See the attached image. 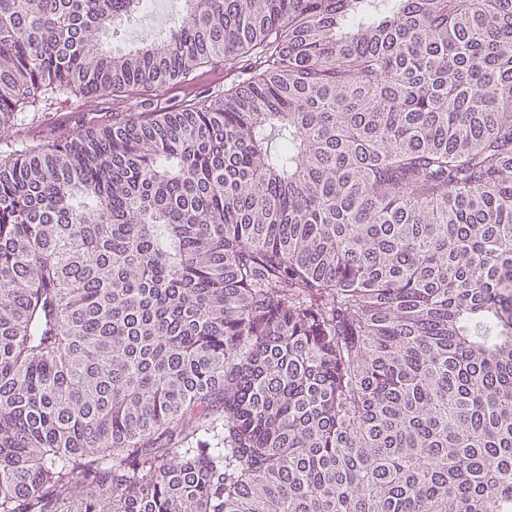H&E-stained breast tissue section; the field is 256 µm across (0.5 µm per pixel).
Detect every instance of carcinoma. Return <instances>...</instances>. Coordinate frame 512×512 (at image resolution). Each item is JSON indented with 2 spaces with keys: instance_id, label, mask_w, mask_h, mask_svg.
Here are the masks:
<instances>
[{
  "instance_id": "1",
  "label": "carcinoma",
  "mask_w": 512,
  "mask_h": 512,
  "mask_svg": "<svg viewBox=\"0 0 512 512\" xmlns=\"http://www.w3.org/2000/svg\"><path fill=\"white\" fill-rule=\"evenodd\" d=\"M0 0V512H512V0ZM224 64V93L146 95ZM139 15L131 22L117 26V36L112 30L107 33V47L122 51L133 50L147 39L168 26L178 17L184 7V0H144ZM50 107L49 109H47ZM127 105L112 101V97L89 98L79 104L46 105L41 106L38 112H28L26 125L29 138H36L41 131L48 127H56L62 132L75 130L80 125H92L109 120L115 112H131Z\"/></svg>"
}]
</instances>
